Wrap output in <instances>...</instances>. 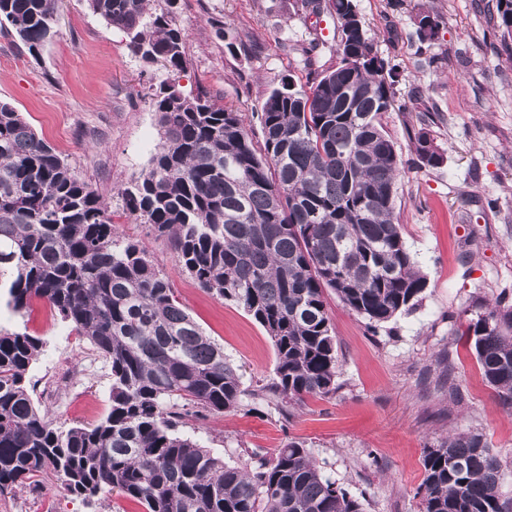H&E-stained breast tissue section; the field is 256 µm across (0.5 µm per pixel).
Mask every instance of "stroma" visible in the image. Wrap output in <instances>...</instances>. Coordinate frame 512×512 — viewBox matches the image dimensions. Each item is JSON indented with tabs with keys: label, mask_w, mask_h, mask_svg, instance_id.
Instances as JSON below:
<instances>
[{
	"label": "stroma",
	"mask_w": 512,
	"mask_h": 512,
	"mask_svg": "<svg viewBox=\"0 0 512 512\" xmlns=\"http://www.w3.org/2000/svg\"><path fill=\"white\" fill-rule=\"evenodd\" d=\"M382 58L396 64L393 109L383 124L404 168L396 199L402 235L428 286L419 303L379 327L326 293L336 336V392L304 403L245 399L240 410L187 417L183 434L232 465L249 452L271 454L291 439L305 442L322 472L365 512H420L415 492L425 449L458 432L480 433L501 465V493L512 501V409L484 383L460 339L485 301L512 309V57L491 36L496 0H356ZM441 17L430 51L417 65V13ZM185 65L171 74L135 56L123 33L85 0H61L54 35L38 56L0 30V100L21 112L43 139L115 212L168 275L177 298L224 350L247 390L273 376L275 351L241 307L200 288L182 273L166 237L122 215L116 195L147 168L160 140L150 96L162 83L183 93L205 90L224 106L253 116L283 82L306 84L312 67L336 63V20L289 12L286 0H175ZM319 42L315 66L300 44ZM429 126L447 160L438 169L414 160L412 139ZM0 327L39 337L28 373L33 398L59 426L91 425L111 407L105 359L44 301L13 314L0 302ZM0 512H142L110 493L84 500L54 479L0 496Z\"/></svg>",
	"instance_id": "stroma-1"
}]
</instances>
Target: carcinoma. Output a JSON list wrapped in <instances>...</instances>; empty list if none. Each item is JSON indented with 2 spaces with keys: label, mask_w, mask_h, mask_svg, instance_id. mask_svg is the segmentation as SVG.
<instances>
[{
  "label": "carcinoma",
  "mask_w": 512,
  "mask_h": 512,
  "mask_svg": "<svg viewBox=\"0 0 512 512\" xmlns=\"http://www.w3.org/2000/svg\"><path fill=\"white\" fill-rule=\"evenodd\" d=\"M86 0L122 31L132 53L184 68L173 0ZM60 0H0L31 55L50 38ZM296 12L336 18V65L299 88L272 89L246 119L200 90L152 94L161 142L131 186L123 213L170 240L181 271L241 306L267 333L275 378L252 392L206 336L147 251L121 236L98 192L7 102L0 101V291L13 313L49 304L108 361L111 409L91 426H55L26 375L43 342L0 329V495L50 477L84 499L117 492L144 512H364L291 439L249 467L232 466L180 421L199 408L231 412L243 399L300 403L336 393L338 359L325 304L332 292L380 326L413 309L428 278L395 217L403 161L382 123L398 72L373 50L354 0H292ZM491 30L512 40V0H497ZM439 16L421 12L431 44ZM423 165L442 166L430 131L414 138ZM483 378L512 407V311L492 309L461 333ZM422 512H512L500 468L481 434L462 432L422 459Z\"/></svg>",
  "instance_id": "1"
}]
</instances>
